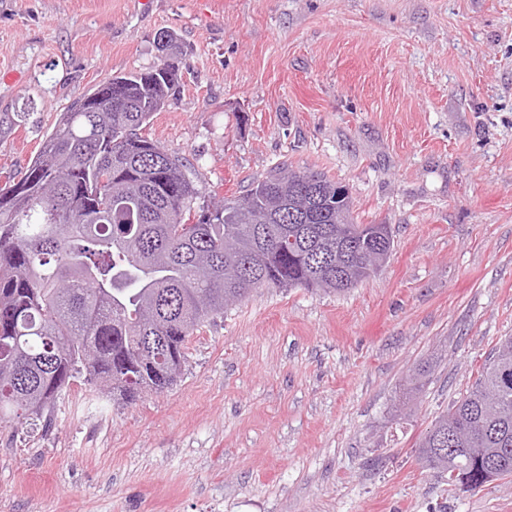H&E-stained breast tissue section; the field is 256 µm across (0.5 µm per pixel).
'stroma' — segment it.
<instances>
[{
  "label": "stroma",
  "instance_id": "1",
  "mask_svg": "<svg viewBox=\"0 0 512 512\" xmlns=\"http://www.w3.org/2000/svg\"><path fill=\"white\" fill-rule=\"evenodd\" d=\"M164 30L186 55L146 132L205 200L287 161L393 251L342 294L259 288L168 391L73 384L0 433V512H512V483L452 490L413 448L512 336V0H0V187Z\"/></svg>",
  "mask_w": 512,
  "mask_h": 512
}]
</instances>
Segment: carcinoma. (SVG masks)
Wrapping results in <instances>:
<instances>
[{"instance_id":"carcinoma-1","label":"carcinoma","mask_w":512,"mask_h":512,"mask_svg":"<svg viewBox=\"0 0 512 512\" xmlns=\"http://www.w3.org/2000/svg\"><path fill=\"white\" fill-rule=\"evenodd\" d=\"M178 77L114 76L61 114L24 176L0 188V428L51 416L81 379L124 403L182 374L204 323L266 285L341 293L393 244L346 185L282 164L201 207L183 163L141 134ZM120 99L86 108L110 92ZM456 454L439 463V453ZM512 337L415 446L449 487L512 478Z\"/></svg>"}]
</instances>
